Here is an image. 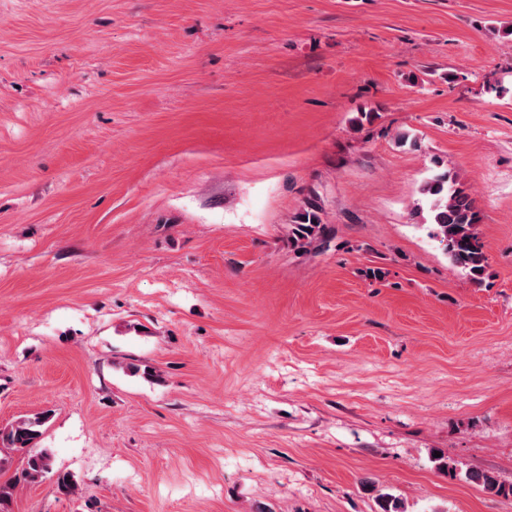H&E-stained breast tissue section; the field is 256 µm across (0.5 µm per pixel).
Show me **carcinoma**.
<instances>
[{"label": "carcinoma", "mask_w": 512, "mask_h": 512, "mask_svg": "<svg viewBox=\"0 0 512 512\" xmlns=\"http://www.w3.org/2000/svg\"><path fill=\"white\" fill-rule=\"evenodd\" d=\"M411 212L424 216L433 226L432 236L442 246L449 264L465 273L473 284L482 285L488 257L479 232L481 214L460 175L448 167L432 171L423 180ZM331 235L332 230L322 223L321 208L311 200L296 218V223L289 225L288 244L297 251L308 252L317 242L327 243ZM48 418L47 412L36 413L0 429V470L12 454L23 456V467L18 475L0 483V512H10L19 483H32L52 473L51 455L37 448ZM468 479L488 494L512 496V486L505 487L488 472L471 471Z\"/></svg>", "instance_id": "carcinoma-1"}]
</instances>
